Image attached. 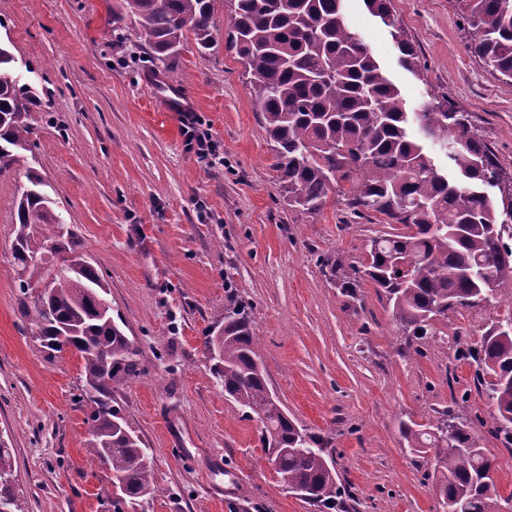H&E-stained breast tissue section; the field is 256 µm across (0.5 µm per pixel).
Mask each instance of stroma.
Segmentation results:
<instances>
[{"label":"stroma","instance_id":"1","mask_svg":"<svg viewBox=\"0 0 512 512\" xmlns=\"http://www.w3.org/2000/svg\"><path fill=\"white\" fill-rule=\"evenodd\" d=\"M111 7L0 0V46L40 93L29 123L53 207L140 350L139 376L112 385L113 405L152 450L155 493L136 512H317L287 492L264 459L257 419L211 374L202 338L224 317L228 280L252 309L270 389L327 446L344 490L340 512H443L434 459L410 447L403 427L448 410L492 459L501 495L512 494V449L492 432L476 363L455 352L457 340L479 343L512 319V298L449 312L408 349L374 284L348 296L321 263L366 261L371 240L392 225L354 217L334 194L315 215L283 199L256 99L225 43L230 0H217L214 51L203 57L190 44L170 61L220 163L187 151L181 113L163 111L161 93L146 87L144 51L135 37L114 36ZM391 10L421 74L399 65L363 0H343L408 110L448 94L512 177V90L469 52L452 0H391ZM19 183L0 179V440L14 455L22 512H104L98 494L109 473L86 451L88 410L76 402L81 360L68 348L45 353L22 316L10 252ZM174 426L176 446L164 435ZM232 472L241 483L216 503L211 485Z\"/></svg>","mask_w":512,"mask_h":512}]
</instances>
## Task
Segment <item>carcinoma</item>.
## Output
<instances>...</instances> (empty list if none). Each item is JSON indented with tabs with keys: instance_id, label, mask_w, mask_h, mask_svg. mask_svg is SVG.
I'll return each instance as SVG.
<instances>
[{
	"instance_id": "carcinoma-1",
	"label": "carcinoma",
	"mask_w": 512,
	"mask_h": 512,
	"mask_svg": "<svg viewBox=\"0 0 512 512\" xmlns=\"http://www.w3.org/2000/svg\"><path fill=\"white\" fill-rule=\"evenodd\" d=\"M216 0H116L112 25L121 31L134 17L133 34L152 55L149 74L172 81L166 60L187 42L201 55L214 47ZM227 46L250 75L263 129L275 154L288 206L303 214L323 209L330 191L345 197L351 214L372 213L403 231L370 241L366 262L343 274L339 287L350 296L362 279L373 282L392 305L394 321L407 336L431 334V321L458 308L480 306L482 298L512 294V180L488 146L471 130L467 113L446 94L420 113L423 134L455 141L441 173L422 141L410 134V113L398 86L389 79L366 41L342 13V0H232ZM380 18L405 69L424 64L413 42L397 25L390 0H363ZM467 48L512 90V0H454ZM13 58L0 47V176L25 167L28 184L13 200L15 224L11 257L17 284L34 294L23 316L42 347L75 350L81 360L83 392L91 404L86 451L120 481L101 497L112 512H127L153 495L151 458L121 410L112 406V382L140 372V350L112 320L91 313L92 295L108 289L80 252L76 234L30 165L37 143L28 123L40 102L37 91L11 70ZM66 240L70 264L50 272L54 245ZM224 321L207 329L205 350L216 354L211 371L224 395L255 415L267 463L308 491L307 503L332 512L341 490L324 440L297 426L271 393L258 353L250 307L224 283ZM481 366L478 384L494 406L495 432L512 445V333L490 328L477 347L459 349ZM456 423L453 436L444 428ZM410 447L435 449L434 473L443 504L464 512H501L503 497L492 461L469 426L450 411L428 425L404 426ZM12 449L0 442V512H20L15 493Z\"/></svg>"
}]
</instances>
